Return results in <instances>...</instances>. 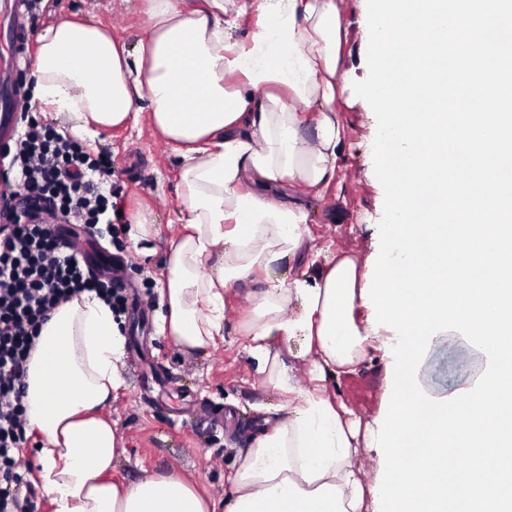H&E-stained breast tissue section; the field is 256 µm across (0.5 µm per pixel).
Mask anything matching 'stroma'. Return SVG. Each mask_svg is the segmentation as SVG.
I'll list each match as a JSON object with an SVG mask.
<instances>
[{"instance_id": "35a3bbf8", "label": "stroma", "mask_w": 512, "mask_h": 512, "mask_svg": "<svg viewBox=\"0 0 512 512\" xmlns=\"http://www.w3.org/2000/svg\"><path fill=\"white\" fill-rule=\"evenodd\" d=\"M339 5L348 28L341 75L345 92L338 103L344 139L336 177L322 196L301 186L294 189L307 199L309 218L302 260H284L274 269L287 282L341 253L353 255L361 270H368L379 249L384 192L373 165L377 121L353 89L367 76V13L363 0H339ZM62 17L107 26L113 37L130 44L147 27L140 0H43L33 30L42 32ZM87 147L112 161L113 200L125 212L143 211L158 226L157 234L138 241L125 223L113 225L108 235L78 228L77 243L101 274H109L113 261H120L128 300L121 312L126 342L118 369L123 384L104 409L123 449L112 478L133 482L175 473L211 500L223 501L226 477L254 444L263 420L284 417L280 391L265 382L247 351L244 323L254 307L252 286L239 282L228 288L224 327L209 349L184 350L160 336L165 256L181 233V159L143 119L104 132ZM388 362L383 351L374 350L352 372L327 382L329 395L347 405L362 425L374 424L390 397ZM480 366L461 337L447 335L434 346L424 380L431 390L449 394L467 386Z\"/></svg>"}]
</instances>
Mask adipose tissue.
I'll return each mask as SVG.
<instances>
[{
  "label": "adipose tissue",
  "instance_id": "obj_1",
  "mask_svg": "<svg viewBox=\"0 0 512 512\" xmlns=\"http://www.w3.org/2000/svg\"><path fill=\"white\" fill-rule=\"evenodd\" d=\"M140 2L148 28L131 46L99 24L45 28L32 100L79 140L144 113L175 144L185 233L166 256L159 331L182 349L209 348L226 288L258 279L248 352L288 416L257 438L222 504L176 474L113 482L121 450L102 410L123 383L124 338L109 304L81 293L52 311L27 363V427L41 436L38 479L52 512H376L359 477L357 431L323 387L365 355L372 326L355 309L366 279L349 255L288 283L271 275L304 249L308 212L295 187L318 193L336 176L345 35L336 0ZM249 13L251 34L234 38ZM275 336L314 356L303 396L270 349Z\"/></svg>",
  "mask_w": 512,
  "mask_h": 512
}]
</instances>
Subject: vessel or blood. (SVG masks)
Segmentation results:
<instances>
[{
	"mask_svg": "<svg viewBox=\"0 0 512 512\" xmlns=\"http://www.w3.org/2000/svg\"><path fill=\"white\" fill-rule=\"evenodd\" d=\"M0 17L10 24V37L0 44V144L9 145L14 140L17 129L8 114L19 101L13 73L20 60L30 51L29 33L26 26V14L20 11L17 0H8Z\"/></svg>",
	"mask_w": 512,
	"mask_h": 512,
	"instance_id": "1",
	"label": "vessel or blood"
}]
</instances>
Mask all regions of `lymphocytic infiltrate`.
Instances as JSON below:
<instances>
[{"mask_svg":"<svg viewBox=\"0 0 512 512\" xmlns=\"http://www.w3.org/2000/svg\"><path fill=\"white\" fill-rule=\"evenodd\" d=\"M109 161L47 124L31 123L13 146L0 183L18 197L21 217L0 232V512H18L24 478L17 456L26 442V362L39 330L58 305L96 292L111 307L124 303L120 280L101 279L67 228L49 223L60 214L88 227L112 222Z\"/></svg>","mask_w":512,"mask_h":512,"instance_id":"1","label":"lymphocytic infiltrate"}]
</instances>
